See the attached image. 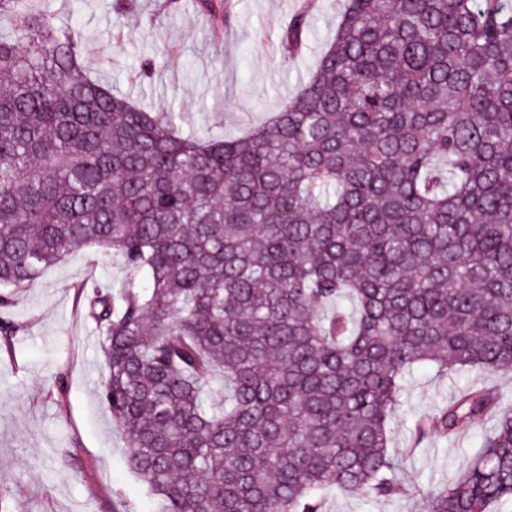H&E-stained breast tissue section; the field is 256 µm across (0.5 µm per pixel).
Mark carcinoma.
<instances>
[{"label": "carcinoma", "instance_id": "obj_1", "mask_svg": "<svg viewBox=\"0 0 512 512\" xmlns=\"http://www.w3.org/2000/svg\"><path fill=\"white\" fill-rule=\"evenodd\" d=\"M317 0L282 30L298 55ZM0 308L70 251L99 397L153 512H321L401 492L408 377L512 370V5L345 0L297 93L239 137L94 78L83 34L0 0ZM497 414L421 512H512V396L468 387L416 421Z\"/></svg>", "mask_w": 512, "mask_h": 512}]
</instances>
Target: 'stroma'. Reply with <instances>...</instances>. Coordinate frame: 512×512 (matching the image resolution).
Returning <instances> with one entry per match:
<instances>
[{"instance_id":"35a3bbf8","label":"stroma","mask_w":512,"mask_h":512,"mask_svg":"<svg viewBox=\"0 0 512 512\" xmlns=\"http://www.w3.org/2000/svg\"><path fill=\"white\" fill-rule=\"evenodd\" d=\"M111 0H43L60 22L80 29L89 72L112 81L147 108L176 113L180 132L239 136L263 122L298 89L330 42L343 0H318L301 55L283 57L280 33L300 0H231L229 26L216 29L191 0H129L117 19ZM155 25H148V18ZM151 63L152 76L142 73ZM124 276L121 261L97 249L71 251L45 268L0 323V512H149L143 486L128 471L127 439L99 397L105 377L98 338L78 315V288ZM468 386L512 392V372L469 371L440 379L417 370L396 415L390 451L404 468L392 498L330 495L323 512H417L415 485L442 479L477 451L489 416L452 441L415 439V421Z\"/></svg>"}]
</instances>
